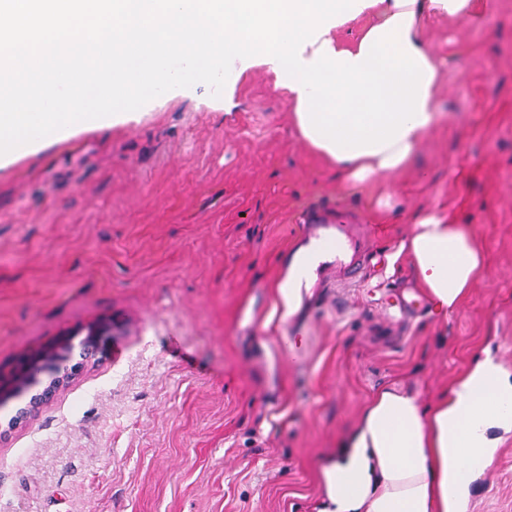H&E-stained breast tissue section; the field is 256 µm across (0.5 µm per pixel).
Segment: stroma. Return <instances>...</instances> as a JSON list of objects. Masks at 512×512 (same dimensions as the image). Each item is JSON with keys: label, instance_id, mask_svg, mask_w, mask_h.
<instances>
[{"label": "stroma", "instance_id": "obj_1", "mask_svg": "<svg viewBox=\"0 0 512 512\" xmlns=\"http://www.w3.org/2000/svg\"><path fill=\"white\" fill-rule=\"evenodd\" d=\"M476 3L423 27L448 119L411 170L343 184L264 66L0 162V374L65 338L74 362L99 348L20 425L50 373L0 401V512H314L377 389L428 404L475 358L512 370V0ZM313 211L369 225L374 259L320 291L293 352L280 261ZM420 212L469 225L486 261L454 312L403 323L386 308L418 285L399 247ZM469 512H512V435Z\"/></svg>", "mask_w": 512, "mask_h": 512}]
</instances>
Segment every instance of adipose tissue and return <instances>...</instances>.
<instances>
[{"instance_id": "ef3b65f1", "label": "adipose tissue", "mask_w": 512, "mask_h": 512, "mask_svg": "<svg viewBox=\"0 0 512 512\" xmlns=\"http://www.w3.org/2000/svg\"><path fill=\"white\" fill-rule=\"evenodd\" d=\"M472 10V0H378L368 7L378 26L393 15L412 13L404 38L434 76L423 124L377 153L333 160L344 183H365L412 168L424 135L441 119L437 102L442 77L423 38V20L442 13L462 21ZM404 249L427 299L444 316L473 286L484 262L467 225L433 212L415 217ZM509 433L512 372L492 358L475 361L447 396L430 407L408 392L379 389L362 408L340 454L321 465L317 512H468L471 484Z\"/></svg>"}]
</instances>
